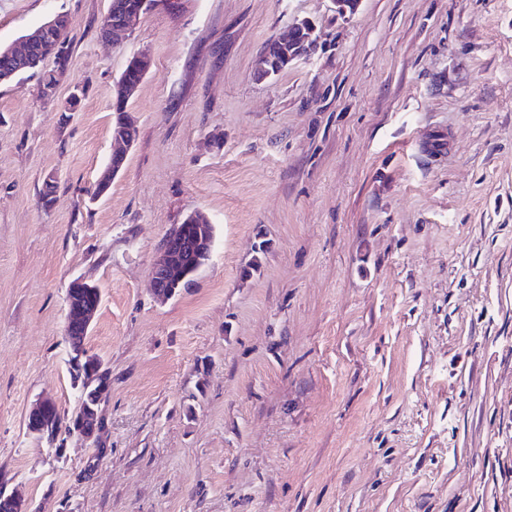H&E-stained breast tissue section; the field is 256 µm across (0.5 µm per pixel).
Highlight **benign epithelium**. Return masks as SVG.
I'll list each match as a JSON object with an SVG mask.
<instances>
[{
    "label": "benign epithelium",
    "mask_w": 512,
    "mask_h": 512,
    "mask_svg": "<svg viewBox=\"0 0 512 512\" xmlns=\"http://www.w3.org/2000/svg\"><path fill=\"white\" fill-rule=\"evenodd\" d=\"M142 16V8L128 7L121 0H113L103 18L101 36L110 39L126 35L133 31ZM68 29L66 16L57 14L50 20L18 41L3 48L0 52V62L11 70V74H21L34 67L37 63L49 58L44 52L48 41L55 40ZM316 27L302 20L290 27L288 35L277 38L279 56L285 65H291L313 54L317 48L318 39L315 36ZM150 69V61L144 55L132 57L126 67V77L120 87V96L112 105L114 109L123 108L124 100L136 91L141 80ZM124 128L112 134L115 144L121 150L112 153V167L102 172L98 181L109 183L123 168L126 161L125 149L132 146L136 139V120L132 113L123 114ZM213 243L208 241L206 225H193L191 235L179 228L167 235L151 269V277L155 292L163 299L175 296L177 289L188 276V269L202 260H209ZM88 284L81 279H75L68 285L67 294L73 299L67 300V315L65 317V333L80 330L88 333L90 317L97 310L100 299L82 303L76 300L77 290L86 288ZM84 354L80 351H70L69 367L77 375L76 384L84 392L92 386L97 387V399L91 405L77 403L75 417L81 421L76 433L86 440L98 441L100 430L104 427L99 408L102 395L107 388V382L101 373H84L80 370ZM58 412L56 403L50 398H44L29 411L25 417L28 431L40 439L54 443L60 431L57 428L55 414Z\"/></svg>",
    "instance_id": "obj_1"
}]
</instances>
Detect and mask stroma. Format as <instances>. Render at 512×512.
<instances>
[{
  "mask_svg": "<svg viewBox=\"0 0 512 512\" xmlns=\"http://www.w3.org/2000/svg\"><path fill=\"white\" fill-rule=\"evenodd\" d=\"M108 8L0 0V44L57 13L70 39L53 100L0 84V485L28 512H512V0H186L114 42ZM303 19L315 53L256 80ZM195 211L211 257L159 302ZM78 278L111 383L100 447L55 456L25 417L75 412ZM150 69V61L145 55L132 57L126 67V77L120 87V95L114 100L112 109L123 108L124 100L136 91L141 80L147 75ZM116 110L112 111V128L113 132L116 130V124L118 122V115ZM123 129L117 133L112 132V140L115 144L119 145V147L123 146L128 148L132 146L136 139V120L131 112H126L123 114ZM111 158H112V167L108 168L106 171L104 170L101 173V175L99 176L98 182L96 181V183L93 187V190H92V194H91L92 198L101 196L108 191L109 186L108 185L104 186V185L100 184L99 182L108 184L110 181H112V179H114L116 177V175L120 172V170L124 166V163L126 161V153L123 149L119 150V151H114L112 153ZM195 214L198 224H187L193 227L189 238L185 240L188 226L184 228L185 231L178 226L177 230L174 231L175 228L173 227V232L169 233L164 239L152 265L153 286L157 295L163 299L172 298L178 288L187 285L191 281L196 272L186 279L189 275L188 269L202 260L207 262L210 258L213 243L207 240L206 227L209 225L207 218L201 213ZM90 286H89V285ZM95 284L89 283L81 279H75L71 281L68 285L67 289V315L65 317V336H69V333L73 330H80L85 335L88 334L90 328V317L97 310L100 302V297L98 296L94 302H86L82 303L75 299L78 296L77 290L78 288H86L87 290H91L89 295L85 293L81 296L83 298L90 297L93 294V290L98 292L99 288L94 286ZM91 286L96 288H91ZM69 295L74 296V299H69Z\"/></svg>",
  "mask_w": 512,
  "mask_h": 512,
  "instance_id": "obj_1",
  "label": "stroma"
}]
</instances>
